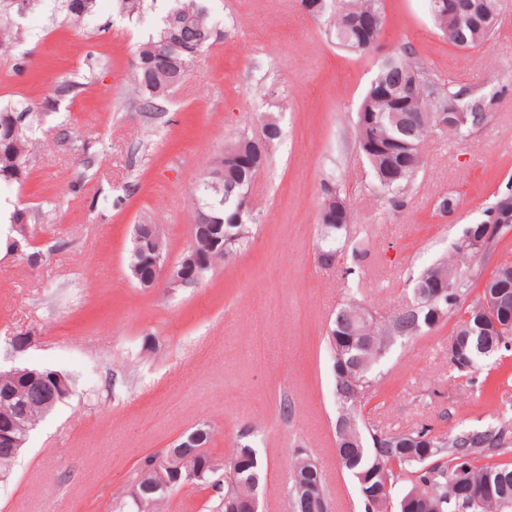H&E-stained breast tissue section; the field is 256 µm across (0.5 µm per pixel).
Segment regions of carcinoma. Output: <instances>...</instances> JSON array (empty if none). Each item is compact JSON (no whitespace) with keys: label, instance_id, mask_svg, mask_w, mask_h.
I'll return each instance as SVG.
<instances>
[{"label":"carcinoma","instance_id":"obj_1","mask_svg":"<svg viewBox=\"0 0 512 512\" xmlns=\"http://www.w3.org/2000/svg\"><path fill=\"white\" fill-rule=\"evenodd\" d=\"M39 0H0V53H7L18 42L14 17L32 11ZM157 0H112L113 9L129 20L138 19ZM166 7L154 32L139 45L134 80L142 93L148 112L159 110L158 101L168 87L187 75L191 58L181 50L191 45L202 51L224 38V27L210 4L214 0H164ZM311 16H328L336 43L361 56L370 54L368 45L377 42L385 24L381 0H300ZM434 24L441 34L460 50L483 46L496 32L491 19L499 15L498 0H456L460 14L444 12V0H428ZM372 11L378 16L375 28L362 27L360 18ZM376 76L362 98L359 109L371 113L382 150L373 151L362 140L357 147L373 174L379 196L395 206L402 204L400 191L420 173L425 164L424 143L430 136H463L489 122L494 97L478 96L453 83L443 89L429 78L425 68L407 51L394 52L375 63ZM456 111H448V101ZM47 104L24 103L0 107V184L20 182L27 175V162L38 141L35 131ZM262 133L266 149L245 163L218 167L211 165L193 192L191 243L208 254L211 261L228 259L245 245L251 233L253 217L239 215L242 193L263 168L268 149L281 137L276 120L266 116ZM344 201L333 183H324L318 221L321 237L318 250L329 257L339 251L336 242L349 232L350 210L325 231L326 216ZM449 282L445 317L455 319L454 335L467 344L473 365L509 350L512 335L493 332L486 325L494 320L512 326V267L494 270L484 277L462 276L453 264L442 260L425 269L415 280L411 303L388 317L372 336L354 332L352 324L364 307L351 298L331 317L326 343L332 354L334 396L338 418H357L361 403L377 390L375 369L397 340L423 336L441 320L435 318L433 305L424 295L430 280ZM497 294L495 305L487 308L483 300ZM18 398L25 406V417L13 411L0 412V420H10L16 430L27 432L46 412L44 395L48 387L40 382L17 386ZM194 427L184 433L185 448L176 449L184 458L182 471L195 467L190 449L211 442L212 430L198 433ZM355 443L337 448L344 455L343 467L354 481L364 512H494L501 503H512V462H493L512 444V430L492 420L479 429H456L435 433L428 427L406 433L384 435L358 422L336 435ZM157 455L143 458L133 476L131 487L139 499L126 494L118 499L116 512H150L156 502L172 489L154 481L150 473ZM265 464L252 442H238L234 453L217 458L215 472L197 486L209 491L208 507L222 510L233 500L245 499L261 491ZM292 480L288 488L293 512H320L329 499L320 469L305 472L301 459L291 464ZM414 476V485L400 491L406 476ZM466 481L475 496L458 499L450 488Z\"/></svg>","mask_w":512,"mask_h":512}]
</instances>
